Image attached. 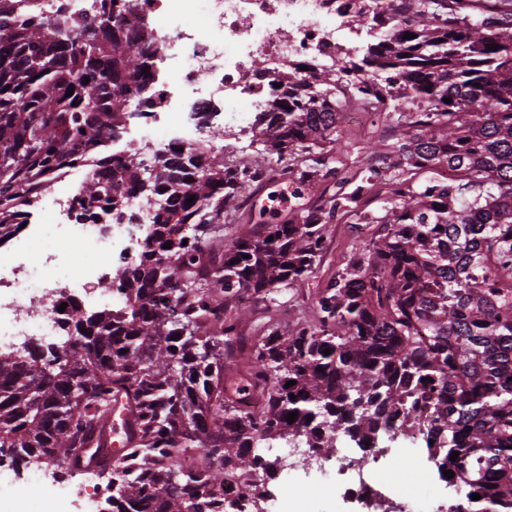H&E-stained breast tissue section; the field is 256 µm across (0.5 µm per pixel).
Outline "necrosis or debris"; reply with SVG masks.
I'll use <instances>...</instances> for the list:
<instances>
[{
	"mask_svg": "<svg viewBox=\"0 0 512 512\" xmlns=\"http://www.w3.org/2000/svg\"><path fill=\"white\" fill-rule=\"evenodd\" d=\"M354 10L372 18L371 27H357L340 14L336 0H115L114 16L142 47L164 45L151 70V100L131 99L136 127L112 134L139 153L145 167L155 156L196 150L211 156L220 147L209 138L219 127L239 138L252 131L258 113L269 111L274 95L297 91L311 69L333 68L343 82L359 75L345 69L351 54L371 35L383 32L393 13L391 0H355ZM77 194L50 195L53 221L49 235L35 242L20 240L12 257L0 262V347L24 352L31 341L60 344L74 283H83L87 298L111 304L115 289L106 287L105 270L113 264L133 265L140 259L134 227H147L149 209L138 196L126 199L119 224L95 220L80 209ZM93 254L76 263L71 244ZM405 441L398 449L379 444L334 454L285 447L276 456L278 471L254 470L249 486L224 485L225 500H242L241 512H288L290 502L316 490L312 472L336 485L343 502L366 512H449L451 505L432 493L413 495L389 478L393 460L406 469L422 470L432 458L419 425L398 426ZM40 495L18 494L20 512H36V498L55 501L57 512H72L77 488L96 487L98 469L83 472L79 486L65 478L39 474Z\"/></svg>",
	"mask_w": 512,
	"mask_h": 512,
	"instance_id": "necrosis-or-debris-1",
	"label": "necrosis or debris"
}]
</instances>
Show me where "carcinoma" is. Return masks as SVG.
I'll use <instances>...</instances> for the list:
<instances>
[{
  "label": "carcinoma",
  "mask_w": 512,
  "mask_h": 512,
  "mask_svg": "<svg viewBox=\"0 0 512 512\" xmlns=\"http://www.w3.org/2000/svg\"><path fill=\"white\" fill-rule=\"evenodd\" d=\"M113 6L100 0L94 26L69 25L65 46L62 11L18 15L0 0V228L27 222L48 176L85 161L80 207L119 221L127 194L152 205L140 261L112 276L119 303L75 306L59 348L0 352V453L68 476L100 469L104 512H215L224 478L248 482L261 445L295 437L328 455L336 427L375 409L389 418L372 436L345 429L355 447L395 438L398 417L417 423L459 477L448 481L457 512H512V0H411L367 47L362 84L314 70L301 94L259 113L264 157L250 177L222 160L193 174L191 155L158 156L147 174L136 152L97 157L160 53L127 39ZM74 73L89 83L71 85ZM395 95L412 109L403 121L387 112ZM368 97L398 129L385 214L366 218L375 232L324 287L300 289L313 320L285 330L266 315L245 333L238 294L273 302L279 286L305 283L336 213L374 175L227 249L224 208L272 162L336 141L343 109ZM438 164L457 178L412 181ZM251 384L265 401L246 416L237 388Z\"/></svg>",
  "instance_id": "1"
}]
</instances>
